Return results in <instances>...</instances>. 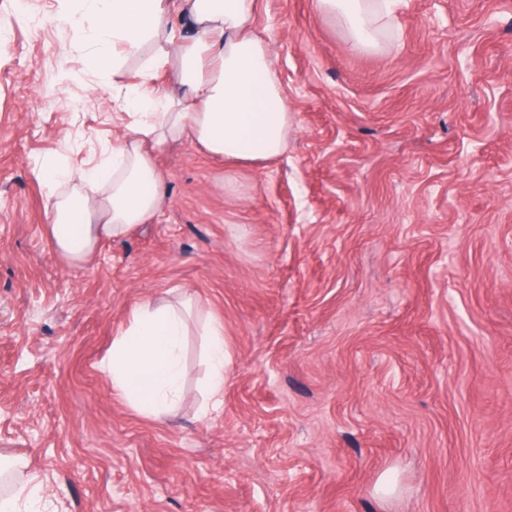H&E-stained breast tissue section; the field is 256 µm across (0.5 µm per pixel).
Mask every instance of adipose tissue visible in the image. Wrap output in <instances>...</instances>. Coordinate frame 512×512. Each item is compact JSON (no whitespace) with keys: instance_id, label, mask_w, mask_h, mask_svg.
<instances>
[{"instance_id":"1","label":"adipose tissue","mask_w":512,"mask_h":512,"mask_svg":"<svg viewBox=\"0 0 512 512\" xmlns=\"http://www.w3.org/2000/svg\"><path fill=\"white\" fill-rule=\"evenodd\" d=\"M317 9L341 17L352 50L376 45L371 18L388 14L379 0H316ZM256 0H79L68 18L76 35L90 39L87 65H111L132 123L112 144V155L71 171L45 163L52 180L48 223L61 256L89 258L98 242L117 238L154 218L165 199L157 151L184 141L234 165L280 157L294 123L270 62L268 44L253 31ZM191 24L183 36L181 20ZM140 59L148 78L172 64L179 93L156 92L122 82L127 60ZM188 328L183 307L146 300L112 342L104 369L112 388L139 414L162 421L183 398L182 342ZM208 410L223 402L229 354L224 324L207 327Z\"/></svg>"}]
</instances>
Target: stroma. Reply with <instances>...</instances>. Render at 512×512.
Instances as JSON below:
<instances>
[{
	"label": "stroma",
	"mask_w": 512,
	"mask_h": 512,
	"mask_svg": "<svg viewBox=\"0 0 512 512\" xmlns=\"http://www.w3.org/2000/svg\"><path fill=\"white\" fill-rule=\"evenodd\" d=\"M352 51L257 0L295 123L276 161L156 157L151 222L61 257L36 170L131 118L59 0H0V497L40 512H512V0H395ZM192 298L176 416L100 364L133 308ZM231 363L220 411L207 315ZM394 490L379 494L383 477ZM40 498V489L38 486L22 487L15 496L11 498L0 499V511L18 512L17 503L20 499L25 501L28 508L34 509L39 505Z\"/></svg>",
	"instance_id": "35a3bbf8"
}]
</instances>
